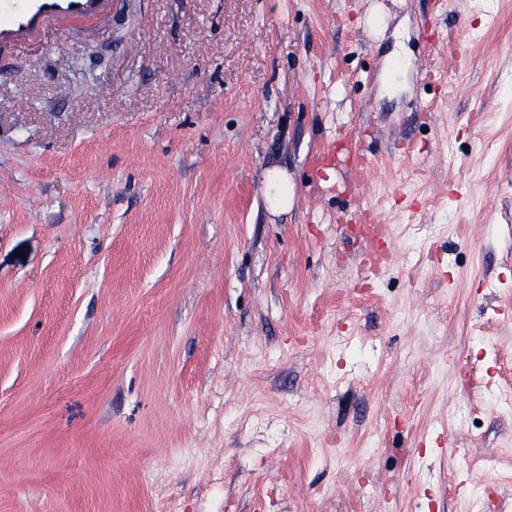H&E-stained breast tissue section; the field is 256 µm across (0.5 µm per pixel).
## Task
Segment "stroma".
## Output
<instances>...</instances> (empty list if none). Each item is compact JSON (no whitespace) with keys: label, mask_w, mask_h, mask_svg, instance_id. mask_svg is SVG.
<instances>
[{"label":"stroma","mask_w":512,"mask_h":512,"mask_svg":"<svg viewBox=\"0 0 512 512\" xmlns=\"http://www.w3.org/2000/svg\"><path fill=\"white\" fill-rule=\"evenodd\" d=\"M113 14L0 61V512H512V0Z\"/></svg>","instance_id":"1"}]
</instances>
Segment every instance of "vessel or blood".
<instances>
[{"label":"vessel or blood","mask_w":512,"mask_h":512,"mask_svg":"<svg viewBox=\"0 0 512 512\" xmlns=\"http://www.w3.org/2000/svg\"><path fill=\"white\" fill-rule=\"evenodd\" d=\"M109 0H0V50L44 35L51 27L83 18L110 19Z\"/></svg>","instance_id":"1"}]
</instances>
